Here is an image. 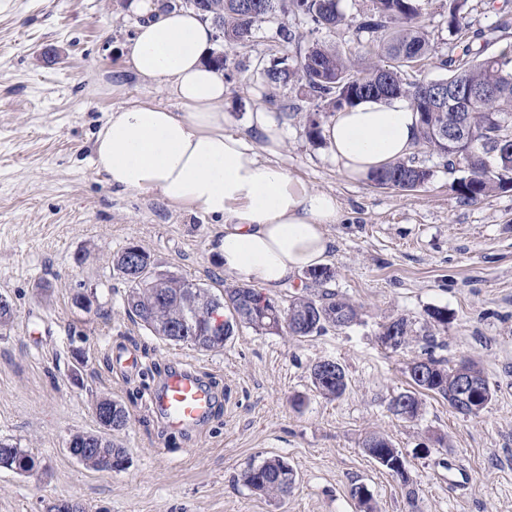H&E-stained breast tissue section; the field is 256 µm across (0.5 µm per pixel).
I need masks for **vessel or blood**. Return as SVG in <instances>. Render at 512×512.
<instances>
[{"instance_id":"1","label":"vessel or blood","mask_w":512,"mask_h":512,"mask_svg":"<svg viewBox=\"0 0 512 512\" xmlns=\"http://www.w3.org/2000/svg\"><path fill=\"white\" fill-rule=\"evenodd\" d=\"M167 428L181 430L209 417L214 408L210 388L191 370L170 372L154 400Z\"/></svg>"}]
</instances>
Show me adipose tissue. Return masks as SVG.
<instances>
[{
  "instance_id": "1",
  "label": "adipose tissue",
  "mask_w": 512,
  "mask_h": 512,
  "mask_svg": "<svg viewBox=\"0 0 512 512\" xmlns=\"http://www.w3.org/2000/svg\"><path fill=\"white\" fill-rule=\"evenodd\" d=\"M128 9L139 19L129 65L169 88L182 109L142 103L112 112L96 134V169L113 187L223 221L217 260L242 281L271 291L321 265L332 246L325 227L340 223L341 203L259 160L249 138L275 151L278 114L260 109L243 131H225L224 74L208 61L211 24L185 8L159 11L155 0H130ZM417 129L409 105L367 100L336 111L323 138L341 170L364 179L409 156Z\"/></svg>"
}]
</instances>
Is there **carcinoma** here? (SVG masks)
Masks as SVG:
<instances>
[{"mask_svg": "<svg viewBox=\"0 0 512 512\" xmlns=\"http://www.w3.org/2000/svg\"><path fill=\"white\" fill-rule=\"evenodd\" d=\"M482 8L487 0H448V53L436 54L426 30L418 19L428 5L427 0H372V8L361 15L355 27L358 33H368L379 39L377 51L366 52L358 59L348 57L328 46L313 42L300 55L295 66H274L266 70L268 84L273 88L293 82H303L308 93L337 110L366 99H406L420 116L419 146L444 158L443 140L438 128L465 123L463 138L466 154L461 157L466 176L457 182V192L470 203H476L496 190L512 187V123L504 127L499 120H512V55L506 51L485 54L488 46L512 37V0H503L497 9L498 20L469 35L470 2ZM207 12L203 16L217 25L224 41L244 47L252 37L254 24L286 8L293 14L306 16L315 29L331 30L345 21L338 9V0H204ZM435 60V67L448 71L444 81L452 84L459 79L485 90L463 117L450 105H438L433 95L432 80L416 78L412 71L422 62ZM430 169L416 164L415 159L390 162L370 176L380 188L410 191L428 181ZM113 269L127 285L126 305L129 315L146 329L164 340L181 345L168 325L178 318L197 314L207 305L219 302L229 312L224 320L226 342L235 328L245 324L265 334L285 333L305 338L318 335L329 327H348L358 320L355 305L334 291L324 288L332 278L330 268L309 271L312 290L295 295L288 304L262 308L255 304L259 291L242 282L230 285L220 296L207 288L192 291L183 287L186 279L175 274L163 275L162 289L153 281L156 270L151 255L141 247L133 252L124 249L113 257ZM474 373L481 377L484 403L492 401L493 393L483 371L471 361L455 367L427 353V357L412 361L408 366L411 389L397 398L407 401L408 418L418 416L423 394L440 396L456 407L460 382ZM315 390L325 398L341 397L347 388L346 373L341 364L324 359L310 369ZM103 440V447L82 460L92 470H102V461L110 457L120 462L125 449L114 440L100 434L77 433L69 441L70 448L85 451L89 442ZM366 455L394 472L392 464L402 457L384 436L372 434L362 443ZM241 480L251 489L275 496L288 495L295 484V473L286 460L270 457L241 473ZM365 485L354 483L350 496L361 512H375L371 495L361 496Z\"/></svg>", "mask_w": 512, "mask_h": 512, "instance_id": "cac0c4a2", "label": "carcinoma"}]
</instances>
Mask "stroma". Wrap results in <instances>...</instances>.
Segmentation results:
<instances>
[{
    "label": "stroma",
    "mask_w": 512,
    "mask_h": 512,
    "mask_svg": "<svg viewBox=\"0 0 512 512\" xmlns=\"http://www.w3.org/2000/svg\"><path fill=\"white\" fill-rule=\"evenodd\" d=\"M125 0H0V295L13 321L0 329V442L28 450L31 475L0 467V512H359L349 489L365 484L377 512H512V188L472 204L455 185L462 173L425 149L414 155L432 172L413 191L351 180L323 141L310 140V118L327 122L324 103L299 83L278 89L266 68L295 64L314 41L359 55L367 35L350 21L370 0H339L346 24L313 31L303 17L277 12L258 21L243 47L215 41L233 77L226 83V131L247 113L286 112L282 146L260 160L310 187L336 195L343 220L326 227L333 245L327 286L360 310L357 323L296 339L239 327L217 351L173 345L129 317L127 287L112 266L131 244L172 273L221 294L236 279L216 260L219 222L150 193L112 188L92 163L98 128L109 112L152 102L180 111L157 82L126 62L137 20ZM296 38L283 43L280 28ZM94 296L91 309L78 294ZM448 313L436 348L421 334L429 309ZM396 317L415 332L405 348L381 345ZM136 350L141 375L112 368L115 347ZM455 365L476 362L493 392L465 416L423 397L417 418L389 409L408 387L407 366L427 352ZM343 365L346 393L329 400L313 388L311 366ZM198 371L214 388L216 411L195 428L164 427L151 399L165 372ZM120 401L129 413L114 440L126 451L118 471L77 462L67 443L99 424L94 403ZM302 407H294L295 397ZM389 438L410 484L362 450L368 434ZM279 456L296 473L290 495L275 499L240 479L249 466ZM469 480L448 482L450 464Z\"/></svg>",
    "instance_id": "35a3bbf8"
}]
</instances>
